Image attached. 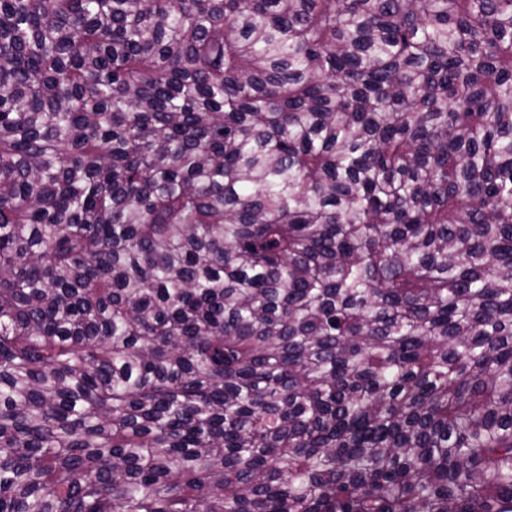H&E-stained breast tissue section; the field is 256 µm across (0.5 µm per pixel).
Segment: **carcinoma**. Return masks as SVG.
Here are the masks:
<instances>
[{
    "label": "carcinoma",
    "instance_id": "obj_1",
    "mask_svg": "<svg viewBox=\"0 0 512 512\" xmlns=\"http://www.w3.org/2000/svg\"><path fill=\"white\" fill-rule=\"evenodd\" d=\"M0 512H512V0H0Z\"/></svg>",
    "mask_w": 512,
    "mask_h": 512
}]
</instances>
